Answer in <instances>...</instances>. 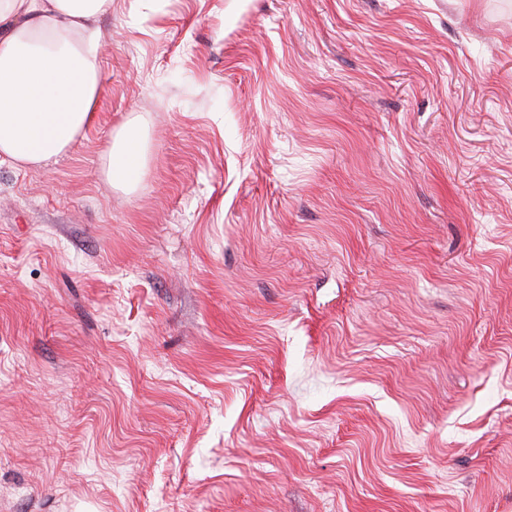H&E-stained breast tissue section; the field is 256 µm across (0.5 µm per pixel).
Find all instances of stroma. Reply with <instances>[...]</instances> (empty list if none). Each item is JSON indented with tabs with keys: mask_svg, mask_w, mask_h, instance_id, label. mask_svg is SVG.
Listing matches in <instances>:
<instances>
[{
	"mask_svg": "<svg viewBox=\"0 0 512 512\" xmlns=\"http://www.w3.org/2000/svg\"><path fill=\"white\" fill-rule=\"evenodd\" d=\"M98 26L90 125L0 163V512H512V0ZM145 164V145L138 125L131 119L113 136L104 156V171L112 185L129 189L139 180Z\"/></svg>",
	"mask_w": 512,
	"mask_h": 512,
	"instance_id": "1",
	"label": "stroma"
}]
</instances>
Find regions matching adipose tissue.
I'll use <instances>...</instances> for the list:
<instances>
[{
	"label": "adipose tissue",
	"mask_w": 512,
	"mask_h": 512,
	"mask_svg": "<svg viewBox=\"0 0 512 512\" xmlns=\"http://www.w3.org/2000/svg\"><path fill=\"white\" fill-rule=\"evenodd\" d=\"M112 0H0V159L40 167L88 126L103 81L98 22ZM146 164L135 121L104 156L109 182L131 188Z\"/></svg>",
	"instance_id": "ef3b65f1"
}]
</instances>
